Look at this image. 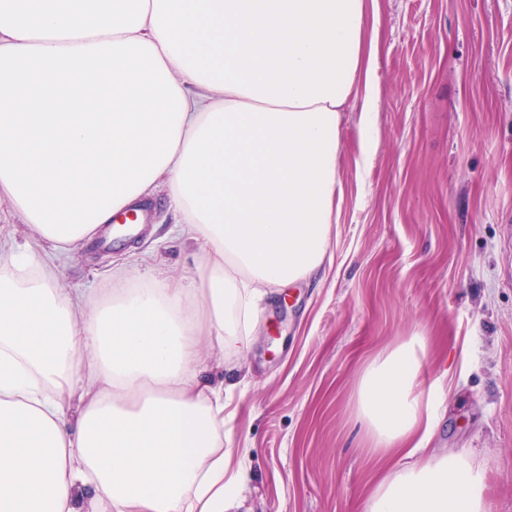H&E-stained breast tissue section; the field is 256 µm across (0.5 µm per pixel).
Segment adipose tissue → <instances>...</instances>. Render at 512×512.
Instances as JSON below:
<instances>
[{"label":"adipose tissue","mask_w":512,"mask_h":512,"mask_svg":"<svg viewBox=\"0 0 512 512\" xmlns=\"http://www.w3.org/2000/svg\"><path fill=\"white\" fill-rule=\"evenodd\" d=\"M366 0H0V512H228L224 391L204 346L242 338L265 289L323 264L341 123L377 106ZM164 193L201 243L189 286L57 261ZM423 338L365 369L376 448L424 452ZM364 512H486L456 453L390 468Z\"/></svg>","instance_id":"1"}]
</instances>
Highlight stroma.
I'll list each match as a JSON object with an SVG mask.
<instances>
[{
	"mask_svg": "<svg viewBox=\"0 0 512 512\" xmlns=\"http://www.w3.org/2000/svg\"><path fill=\"white\" fill-rule=\"evenodd\" d=\"M379 99L361 161V102L342 114L343 194L324 267L271 289L224 381L231 512H362L387 466L357 416L365 366L420 336L419 391L439 390L430 448L465 453L489 512H512V0H377ZM146 233L81 244L58 285L91 294L118 268L187 277L196 245L164 198Z\"/></svg>",
	"mask_w": 512,
	"mask_h": 512,
	"instance_id": "stroma-1",
	"label": "stroma"
}]
</instances>
